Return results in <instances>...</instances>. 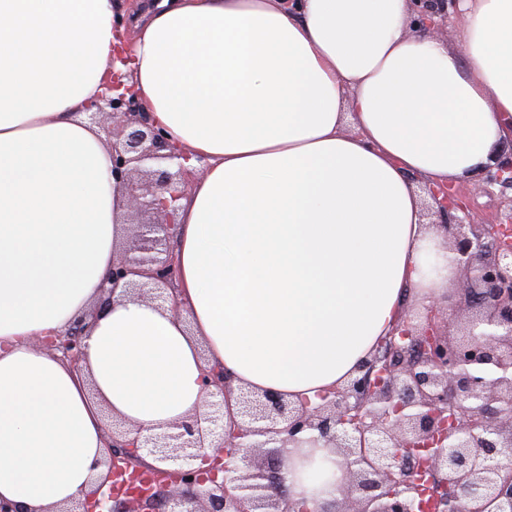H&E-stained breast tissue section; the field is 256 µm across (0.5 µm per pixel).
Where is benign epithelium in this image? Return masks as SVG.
<instances>
[{
	"mask_svg": "<svg viewBox=\"0 0 512 512\" xmlns=\"http://www.w3.org/2000/svg\"><path fill=\"white\" fill-rule=\"evenodd\" d=\"M411 2L415 23L428 30L448 21L455 0ZM123 78L112 71L85 114L112 137L110 174L130 211L161 221L150 224L152 246L112 265L104 307L116 296L168 300L164 286L177 265L170 249L156 246L173 238L176 202L200 171L148 122ZM479 181L483 190L512 186V156L498 158ZM427 194L457 257L452 293L409 311L398 335L314 406L270 392L235 394L224 368L214 367L203 417L146 435L115 423L108 479L142 468L162 478L157 491L120 504L122 512H290L286 448L307 438L341 455L347 474L338 508L320 512H422L425 473L432 512H512V208L497 224H473L454 188ZM87 327L79 319L45 344L77 368ZM206 444L213 455L197 467ZM112 496L98 489L64 512H111Z\"/></svg>",
	"mask_w": 512,
	"mask_h": 512,
	"instance_id": "1",
	"label": "benign epithelium"
}]
</instances>
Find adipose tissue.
<instances>
[{"instance_id":"adipose-tissue-1","label":"adipose tissue","mask_w":512,"mask_h":512,"mask_svg":"<svg viewBox=\"0 0 512 512\" xmlns=\"http://www.w3.org/2000/svg\"><path fill=\"white\" fill-rule=\"evenodd\" d=\"M459 49L409 0H0V500L61 512L107 473L104 412L149 434L201 415L204 376L317 402L409 300L455 277L416 179L466 182L512 141V0H456ZM124 71L206 170L179 202L175 299L97 312L127 233L81 110ZM91 315L80 366L42 346ZM294 512L339 498L334 449H289Z\"/></svg>"}]
</instances>
